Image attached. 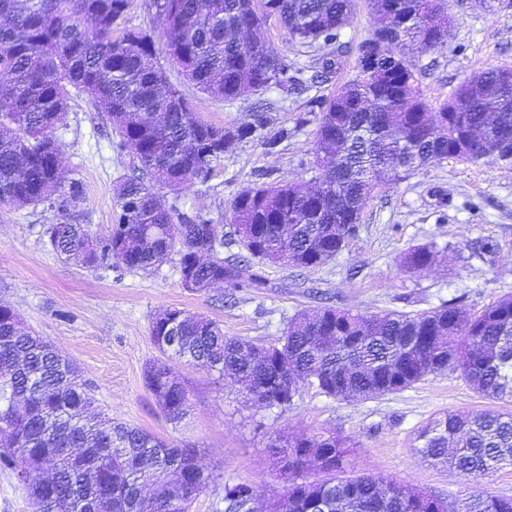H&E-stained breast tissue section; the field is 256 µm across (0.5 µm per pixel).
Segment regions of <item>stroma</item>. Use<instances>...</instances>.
Wrapping results in <instances>:
<instances>
[{
    "label": "stroma",
    "mask_w": 512,
    "mask_h": 512,
    "mask_svg": "<svg viewBox=\"0 0 512 512\" xmlns=\"http://www.w3.org/2000/svg\"><path fill=\"white\" fill-rule=\"evenodd\" d=\"M445 15L444 47L403 51L434 107L474 73L512 69V0H447ZM376 24L369 0H355L336 52L337 70L303 89L271 88L225 102L201 93L177 66L167 64L169 83L210 123L246 122L257 104L276 124L293 125L301 115L308 122L279 153H266L257 140L237 144L215 162L208 182L189 181L174 192L160 186L157 194L187 214L199 212L225 225L233 198L251 186L254 172H268L275 184L310 180L320 103L352 77L357 48ZM262 33L304 77L320 70L321 50L295 46L276 20H268ZM57 136L65 176L84 185L77 219L92 233H105L114 219L118 178L131 173L137 161L114 150L110 130L84 94L70 100ZM53 220V212L40 208L0 205V301L10 303L27 326L79 368L106 417L171 444L199 448L211 480L190 512H224L228 484H249L263 501L283 494L288 481L270 454L271 440L326 429L354 444L346 474L381 475L449 504L478 492L512 498V465L473 479L419 451L421 432L444 414L512 410L511 402L480 396L454 374L366 400L338 401L305 386L291 406L280 408L247 400L232 379L178 363L174 373L188 391L190 415L177 425L166 420L144 382L147 363L160 356L151 323L173 307L218 321L225 335L272 341L303 309L330 306L382 316L451 304L478 312L512 296V166L447 161L399 181L380 180L362 211L359 233L333 261L315 268L264 266L265 285L257 289L227 284L189 292L174 258L146 271L84 270L43 244L41 227ZM416 246L435 248L431 267H403L404 252Z\"/></svg>",
    "instance_id": "35a3bbf8"
}]
</instances>
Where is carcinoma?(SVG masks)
I'll list each match as a JSON object with an SVG mask.
<instances>
[{"mask_svg":"<svg viewBox=\"0 0 512 512\" xmlns=\"http://www.w3.org/2000/svg\"><path fill=\"white\" fill-rule=\"evenodd\" d=\"M444 0H372L377 27L358 49L354 77L322 102L312 148L318 186L273 185L268 173L234 197L229 236L247 257L224 259L223 226L188 216L156 195L210 176L233 145L261 141L266 153L304 127L271 126L263 110L236 127L205 122L169 85L151 34L113 33L129 0H0V204L47 206L67 215L82 198L80 180H62L63 123L71 93H87L115 132L118 153L139 162L138 175L120 178L114 224L94 235L84 224H45L41 238L60 257L88 271L117 264L147 270L178 256L182 283L205 293L226 284L259 288L254 266L280 263L320 267L356 235L361 211L380 174L390 180L441 160L512 164V70L488 69L458 85L431 111L414 65L401 55L413 44L439 45L430 24ZM162 25L164 54L202 93L234 101L272 87L301 83V71L273 51L258 56L257 30L277 18L289 40L303 48H332L349 23L354 0H153ZM386 41L397 58L369 69L364 53ZM367 122L373 139H352L343 129ZM179 233L173 234V225ZM430 246L408 251L402 263L422 270L434 263ZM162 359L144 371L145 385L165 418L178 424L189 412L182 382L169 361H184L218 376H233L242 391L278 406L290 391L271 385L285 376L299 389L327 397L378 398L404 391L430 375L459 374L477 394L512 398V298L470 313L448 305L409 315L368 318L350 309L298 312L276 339L280 364L262 356L258 341L224 335L221 325L182 308L168 309L151 326ZM91 388L77 368L0 303V468L22 478L47 469L51 477L28 484L34 512H181L170 503L200 494L210 476L199 449L180 448L95 412ZM418 451L468 477L512 464V413H447L420 434ZM349 441L334 432L273 445L288 467V499L264 512H512V498L472 493L454 510L439 499L381 476L342 475ZM317 471L322 479L300 480ZM246 484L224 487V512H254Z\"/></svg>","mask_w":512,"mask_h":512,"instance_id":"1","label":"carcinoma"}]
</instances>
